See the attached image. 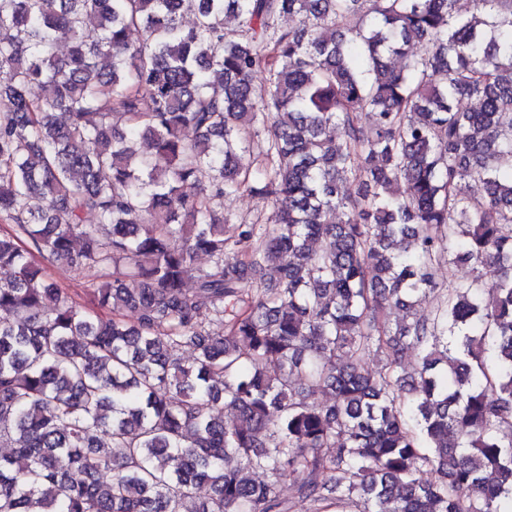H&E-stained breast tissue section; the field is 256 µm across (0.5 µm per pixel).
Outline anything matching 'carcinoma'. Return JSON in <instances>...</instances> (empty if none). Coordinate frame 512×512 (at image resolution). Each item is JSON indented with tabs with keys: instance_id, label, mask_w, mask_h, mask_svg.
<instances>
[{
	"instance_id": "obj_1",
	"label": "carcinoma",
	"mask_w": 512,
	"mask_h": 512,
	"mask_svg": "<svg viewBox=\"0 0 512 512\" xmlns=\"http://www.w3.org/2000/svg\"><path fill=\"white\" fill-rule=\"evenodd\" d=\"M456 2L0 0V512H512V0ZM273 212L274 207L271 202H264L247 193H240L224 199V214L230 218L231 222V224H226L230 234L233 224H249L257 219L264 222L272 217ZM46 267L47 275L65 292L75 296L80 301L88 299L86 292L90 288L92 277L87 273L72 272L57 268L46 259H40Z\"/></svg>"
}]
</instances>
